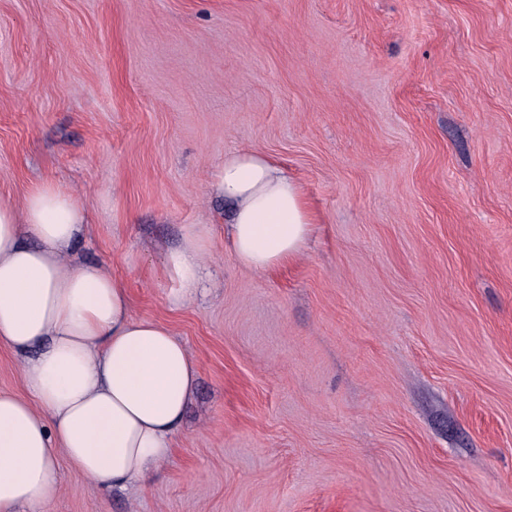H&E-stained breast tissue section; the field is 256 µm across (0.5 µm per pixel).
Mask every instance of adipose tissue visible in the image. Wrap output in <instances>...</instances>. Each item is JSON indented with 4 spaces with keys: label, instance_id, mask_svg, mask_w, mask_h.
Listing matches in <instances>:
<instances>
[{
    "label": "adipose tissue",
    "instance_id": "ef3b65f1",
    "mask_svg": "<svg viewBox=\"0 0 512 512\" xmlns=\"http://www.w3.org/2000/svg\"><path fill=\"white\" fill-rule=\"evenodd\" d=\"M231 204L225 240L247 269L294 261L315 231L299 183L271 158L235 151L213 174ZM87 223L83 205L50 185L0 201V342L35 350L29 397L0 392V512L59 489L57 455L115 487L167 458L194 394L197 368L163 323L134 317L124 283L103 266L65 262ZM207 238L186 228L161 260L177 298L199 288Z\"/></svg>",
    "mask_w": 512,
    "mask_h": 512
}]
</instances>
